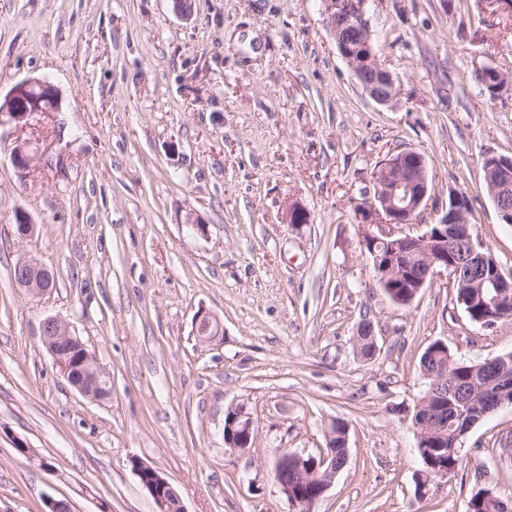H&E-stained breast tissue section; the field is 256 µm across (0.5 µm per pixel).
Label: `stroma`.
I'll use <instances>...</instances> for the list:
<instances>
[{"instance_id": "obj_1", "label": "stroma", "mask_w": 512, "mask_h": 512, "mask_svg": "<svg viewBox=\"0 0 512 512\" xmlns=\"http://www.w3.org/2000/svg\"><path fill=\"white\" fill-rule=\"evenodd\" d=\"M373 42L398 78L359 88L320 0H0V95L46 78L61 109L0 126V512H157L138 458L186 512H291L275 451L314 453L345 418L349 463L314 512H468L512 500V406L476 424L462 464L421 483L412 417L422 353L442 340L477 362L512 351V318L472 322L437 283L408 306L360 251L363 189L387 154H424L429 213L465 191L474 230L512 274L482 159L512 155V13L475 0H370ZM493 58L492 96L476 68ZM29 143L32 165L12 162ZM305 208L307 224L289 221ZM34 225L17 231V217ZM204 224V232L191 222ZM32 258L55 285L16 288ZM206 310L223 334L194 333ZM70 322L110 375L93 401L61 375L41 324ZM377 352L362 356V320ZM251 414L245 452L227 409ZM33 449L20 454L16 442ZM228 414L231 415L229 424H227L230 417ZM228 414L226 412L224 417V425L227 424V430L224 428V445L227 448H231L233 451H244L248 448L249 438L254 428L253 418L246 412L243 406L231 407L228 409ZM242 419L246 420L240 422ZM242 429H245L246 432L242 433ZM245 435H248L247 444H236V440L244 438Z\"/></svg>"}]
</instances>
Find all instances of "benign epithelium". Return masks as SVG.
<instances>
[{
	"label": "benign epithelium",
	"instance_id": "benign-epithelium-1",
	"mask_svg": "<svg viewBox=\"0 0 512 512\" xmlns=\"http://www.w3.org/2000/svg\"><path fill=\"white\" fill-rule=\"evenodd\" d=\"M369 0H321L327 23L336 39L340 55L349 65L362 92L379 104L391 101L396 93V79L378 60L373 47L371 23L367 13ZM479 77L488 85L499 89L503 76L490 62L478 69ZM61 100L54 85L46 78H33L17 83L9 93L0 98V125L13 123L27 125L28 119L38 112L60 111ZM486 173H496V179H487L488 190L500 219L512 224V156L487 155L484 157ZM365 219L359 225L361 244L370 241L381 243L388 249L387 263L397 275L412 278L413 255L422 256L426 269L420 276V285L445 279L462 288H477L486 296L489 310L497 314L489 317L493 324L505 318V311L512 308V275L503 274L486 244L472 231V212L469 195L461 190L449 193L448 210L434 222L435 229L424 234L412 235L405 227L418 223L430 195L428 164L425 156L415 150H402L387 156L375 171L373 190L363 191ZM492 275H487L488 266ZM15 284L32 295H43L54 287V276L33 260H22L12 271ZM196 335L207 341L218 335L220 322L211 313L200 310L195 316ZM42 343L50 353L63 377L80 394L94 400L111 395L101 388L99 378L104 375L97 358L81 341L72 326L58 318L49 317L42 323ZM489 385L473 394L474 401L483 414L491 415L505 405L512 406V374L504 366V356L497 355L483 362ZM435 384H429L417 402V409L424 411L422 422L415 424L416 438L437 422L444 408L434 394ZM224 431V445L233 451H244L248 445L236 440L251 435L254 421L245 408L235 406ZM315 465L325 469L319 478L320 487L312 499L291 498L292 512H311L330 489L337 474L349 461V451L341 458L336 453L322 449L313 456ZM279 478L277 486L288 494V462L303 460V455L283 449L277 456ZM148 464L137 460L135 474L150 492L158 512H186L181 496L173 485L159 476H147Z\"/></svg>",
	"mask_w": 512,
	"mask_h": 512
}]
</instances>
